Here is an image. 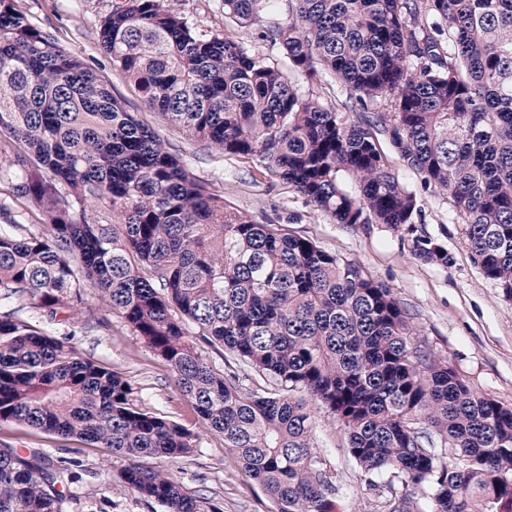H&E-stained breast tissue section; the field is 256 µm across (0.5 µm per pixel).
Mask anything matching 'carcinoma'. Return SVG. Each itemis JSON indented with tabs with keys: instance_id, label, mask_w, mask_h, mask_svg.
<instances>
[{
	"instance_id": "1",
	"label": "carcinoma",
	"mask_w": 512,
	"mask_h": 512,
	"mask_svg": "<svg viewBox=\"0 0 512 512\" xmlns=\"http://www.w3.org/2000/svg\"><path fill=\"white\" fill-rule=\"evenodd\" d=\"M167 2L120 0L98 30L167 123L257 160L338 224L396 231L420 207L384 135L512 295V0H222L223 35ZM250 27L283 63L233 33ZM313 83L344 87L342 108ZM414 252L448 262L428 239ZM87 290L169 364L275 512H331L336 493L303 394L344 430L378 512H512V407L417 342L356 262L227 207L22 0H0V304L39 315L0 311V421L112 449L131 460L124 486L164 512H220L145 463L193 453L199 434L51 330ZM74 465L1 447L0 512H67Z\"/></svg>"
}]
</instances>
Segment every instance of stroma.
<instances>
[{
    "mask_svg": "<svg viewBox=\"0 0 512 512\" xmlns=\"http://www.w3.org/2000/svg\"><path fill=\"white\" fill-rule=\"evenodd\" d=\"M31 20L80 55L122 98L130 111L157 129L169 148L187 160L193 172L223 194L226 204L260 224L285 225L325 250L358 262L364 273L389 288L406 311L416 338L437 358L447 361L476 393L512 406V296L482 275L454 223L448 195L423 187L418 173L403 167L397 155L391 166L415 192L421 213L413 223L393 231L381 224L334 223L275 173H258L253 160L225 156L168 125L143 103L135 84L112 65L98 42L101 20L114 0H23ZM428 238L448 252L447 264L427 263L413 254L416 238ZM104 333H83L76 318L57 325L72 332V344L87 358L121 374L133 387L139 407L165 414L201 437L198 451L170 462L155 460L185 492L207 495L222 512H275L262 488L240 470L224 449L223 436L204 428L193 402L178 390L169 364L136 336L99 299H92ZM315 452L336 475L340 491L332 512H374L375 495L365 473L345 453L339 424L312 406ZM30 452L72 448L81 479L77 502L69 512H163L122 486L120 473L129 461L111 449L98 448L36 429L0 422V446Z\"/></svg>",
    "mask_w": 512,
    "mask_h": 512,
    "instance_id": "1",
    "label": "stroma"
}]
</instances>
